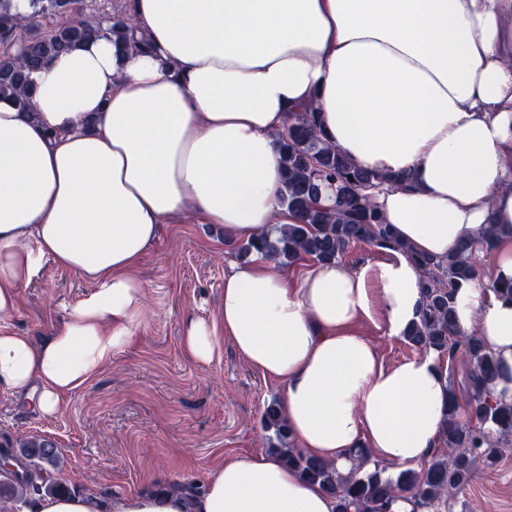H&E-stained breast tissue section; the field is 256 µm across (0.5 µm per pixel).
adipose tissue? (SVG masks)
Returning a JSON list of instances; mask_svg holds the SVG:
<instances>
[{
    "label": "adipose tissue",
    "instance_id": "ef3b65f1",
    "mask_svg": "<svg viewBox=\"0 0 512 512\" xmlns=\"http://www.w3.org/2000/svg\"><path fill=\"white\" fill-rule=\"evenodd\" d=\"M146 53L94 33L30 76L31 111L0 100V319L46 263L90 292L43 343L0 322V389L44 416L132 341L140 260L171 219L254 240L295 218L279 200L278 136L314 106L357 166L409 174L371 189L414 251L446 259L501 227L490 279L457 298L512 400V0H132ZM421 272L391 252L376 276L342 263L299 277L256 256L224 275V335L280 400L298 449L347 470L353 452L404 468L438 446L446 372L428 354L385 366L355 330L380 303L391 334L423 310ZM274 455L225 460L199 495L106 503L36 498L30 512H333Z\"/></svg>",
    "mask_w": 512,
    "mask_h": 512
}]
</instances>
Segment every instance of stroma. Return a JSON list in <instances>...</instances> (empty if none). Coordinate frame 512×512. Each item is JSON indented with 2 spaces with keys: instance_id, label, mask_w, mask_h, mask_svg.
Here are the masks:
<instances>
[{
  "instance_id": "stroma-1",
  "label": "stroma",
  "mask_w": 512,
  "mask_h": 512,
  "mask_svg": "<svg viewBox=\"0 0 512 512\" xmlns=\"http://www.w3.org/2000/svg\"><path fill=\"white\" fill-rule=\"evenodd\" d=\"M237 260L219 226L181 219L163 224L138 270L145 317L131 343L93 382L68 395L57 415H38L0 390V446L48 438L61 458L52 478L105 501L162 490L195 496L224 459L269 453L262 414L283 389L222 334L224 274ZM89 291L77 272L45 264L7 321L42 343ZM190 317L217 330L209 362L183 352L182 328ZM357 328L384 365L420 354L391 335L380 305ZM436 512H512V440L494 468L477 470Z\"/></svg>"
}]
</instances>
